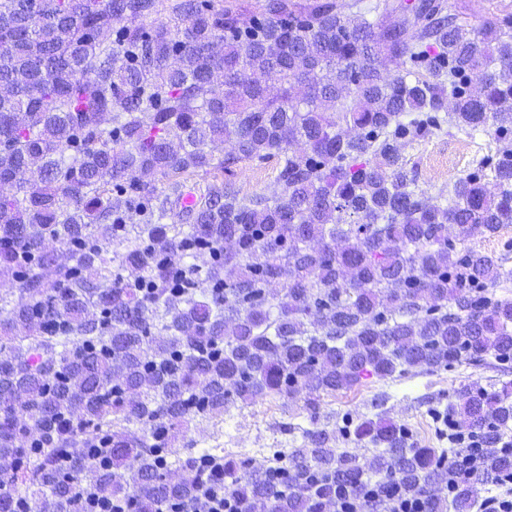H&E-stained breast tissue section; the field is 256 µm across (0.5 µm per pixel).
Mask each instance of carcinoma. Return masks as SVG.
<instances>
[{
	"instance_id": "cac0c4a2",
	"label": "carcinoma",
	"mask_w": 512,
	"mask_h": 512,
	"mask_svg": "<svg viewBox=\"0 0 512 512\" xmlns=\"http://www.w3.org/2000/svg\"><path fill=\"white\" fill-rule=\"evenodd\" d=\"M356 7L0 0V512H90L96 497L171 512L191 505L184 475L228 478L266 512H324L337 486L377 475L422 512H470L446 453L393 422L345 419L375 448L362 460L326 427L257 468L173 446L238 402L314 410L366 375L465 360L501 379L462 385L448 413L483 446L481 479L512 472V297L497 292L512 269L456 248L512 224V23L474 31L440 0H383L389 25ZM442 112L499 143L444 204L400 151ZM271 157L279 195L224 183ZM200 171L213 182L183 208Z\"/></svg>"
}]
</instances>
